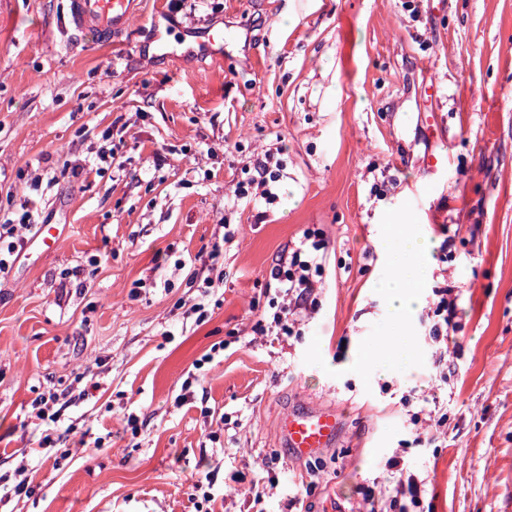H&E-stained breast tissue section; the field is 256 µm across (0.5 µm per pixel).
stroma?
Returning a JSON list of instances; mask_svg holds the SVG:
<instances>
[{"mask_svg": "<svg viewBox=\"0 0 512 512\" xmlns=\"http://www.w3.org/2000/svg\"><path fill=\"white\" fill-rule=\"evenodd\" d=\"M445 2L139 0L101 41L69 0H0V225L27 205L64 230L51 253L27 232L0 280V475L33 488L0 512H195L208 472L215 512H357L360 487L394 486L395 453L428 478L424 512H512V0ZM109 141L123 169L98 159ZM268 150L277 200L227 204ZM398 224L435 245L403 320L378 288ZM309 227L329 242L318 307L300 335H263L272 262ZM444 286L461 295L447 369L428 335ZM52 388L76 398L50 425L34 405ZM420 394L439 431L410 424ZM311 405L343 426L298 460L279 422Z\"/></svg>", "mask_w": 512, "mask_h": 512, "instance_id": "35a3bbf8", "label": "stroma"}]
</instances>
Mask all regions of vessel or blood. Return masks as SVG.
Masks as SVG:
<instances>
[{
    "label": "vessel or blood",
    "instance_id": "b4317fda",
    "mask_svg": "<svg viewBox=\"0 0 512 512\" xmlns=\"http://www.w3.org/2000/svg\"><path fill=\"white\" fill-rule=\"evenodd\" d=\"M136 0H70L71 19L82 33L106 40L128 25ZM342 415L334 409L309 407L289 411L281 420L279 434L286 448L298 459L334 447Z\"/></svg>",
    "mask_w": 512,
    "mask_h": 512
}]
</instances>
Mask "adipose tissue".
Segmentation results:
<instances>
[{
	"label": "adipose tissue",
	"mask_w": 512,
	"mask_h": 512,
	"mask_svg": "<svg viewBox=\"0 0 512 512\" xmlns=\"http://www.w3.org/2000/svg\"><path fill=\"white\" fill-rule=\"evenodd\" d=\"M398 236L407 261L396 267L389 278L381 282L380 287L389 297L397 316L404 319L419 304V288L432 243L428 238L415 235L403 227L399 228Z\"/></svg>",
	"instance_id": "obj_1"
}]
</instances>
